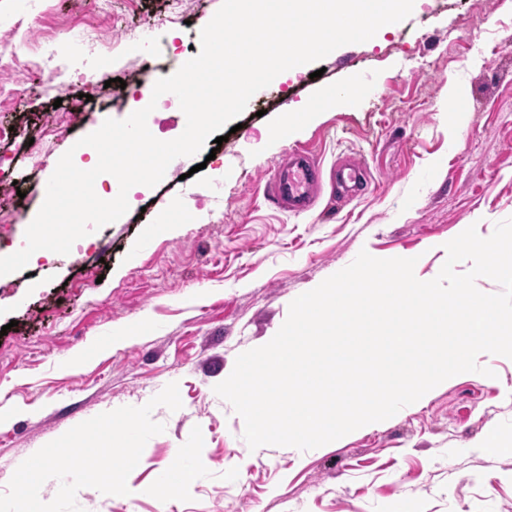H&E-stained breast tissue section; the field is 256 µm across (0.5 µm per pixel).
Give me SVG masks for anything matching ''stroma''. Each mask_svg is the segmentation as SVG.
<instances>
[{"instance_id":"obj_1","label":"stroma","mask_w":512,"mask_h":512,"mask_svg":"<svg viewBox=\"0 0 512 512\" xmlns=\"http://www.w3.org/2000/svg\"><path fill=\"white\" fill-rule=\"evenodd\" d=\"M221 4L182 0L183 23L169 25L170 0H0V53L16 28L49 33L69 23L60 58H76L92 27L126 43L100 60L103 79L132 78L158 49L170 75ZM43 55L30 42L18 101L0 98V126L19 132L0 139V181L16 180L55 102L70 106L84 90L76 82L60 97L40 70ZM92 96L24 198H11L25 220L1 255L18 251L57 156L70 151L77 167L93 168L96 155L74 144L105 119L128 117L111 89ZM292 113L305 122L278 139ZM238 121L223 153L207 141L172 161L155 187L135 186L128 212L85 239L82 264L55 253L0 277V493L47 443L174 382L182 406L153 410L165 430L149 439L127 485H151L196 426L209 477L196 479L187 502L85 487L82 512H512V453L478 450L491 433L512 439V358L479 356L494 383L459 374L377 427L308 451L272 446L256 460L243 419L214 391L239 354L277 333L296 297L360 251L415 259L428 281L447 258L442 244L463 226L487 237L512 218V0H420L392 29L272 81ZM298 145L327 167L351 157L368 172L367 190L300 216L267 205L266 174ZM233 464L241 476L229 481Z\"/></svg>"}]
</instances>
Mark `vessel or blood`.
Listing matches in <instances>:
<instances>
[{
    "instance_id": "b4317fda",
    "label": "vessel or blood",
    "mask_w": 512,
    "mask_h": 512,
    "mask_svg": "<svg viewBox=\"0 0 512 512\" xmlns=\"http://www.w3.org/2000/svg\"><path fill=\"white\" fill-rule=\"evenodd\" d=\"M333 190L357 194L366 184L363 168L353 159L337 161L331 171H324L320 161L306 148L284 152L264 181V197L281 210L302 214L313 210L324 185Z\"/></svg>"
}]
</instances>
